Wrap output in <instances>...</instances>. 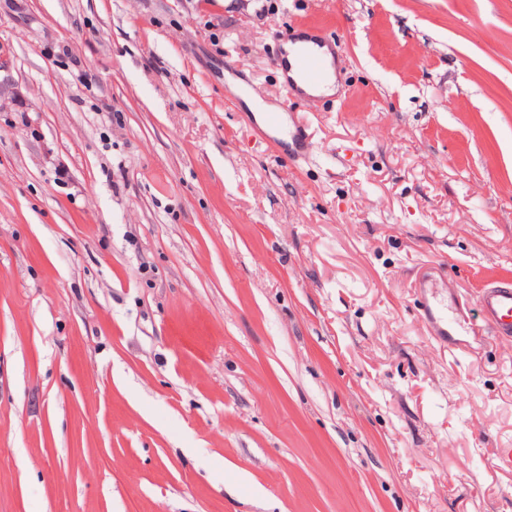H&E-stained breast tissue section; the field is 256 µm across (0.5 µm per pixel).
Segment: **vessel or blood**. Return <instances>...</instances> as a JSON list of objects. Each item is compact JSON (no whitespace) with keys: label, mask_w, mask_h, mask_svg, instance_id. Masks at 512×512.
I'll return each mask as SVG.
<instances>
[{"label":"vessel or blood","mask_w":512,"mask_h":512,"mask_svg":"<svg viewBox=\"0 0 512 512\" xmlns=\"http://www.w3.org/2000/svg\"><path fill=\"white\" fill-rule=\"evenodd\" d=\"M279 42L282 46L273 60L275 67L283 74L282 87L286 94L298 93L300 85L318 88L331 76L334 66L328 57L323 42L311 30H304L291 35H283ZM294 44L293 52H285V44ZM283 116L278 112L265 113L261 127L262 134L270 139H278L280 134H287V142H282L281 149L287 156L298 158L310 147V136L304 126H296L289 133L283 132ZM482 312L498 334L512 335V284L503 281L486 283L478 296ZM425 312L439 336H453L458 323L457 317L449 313L447 307L439 302H426Z\"/></svg>","instance_id":"b4317fda"}]
</instances>
